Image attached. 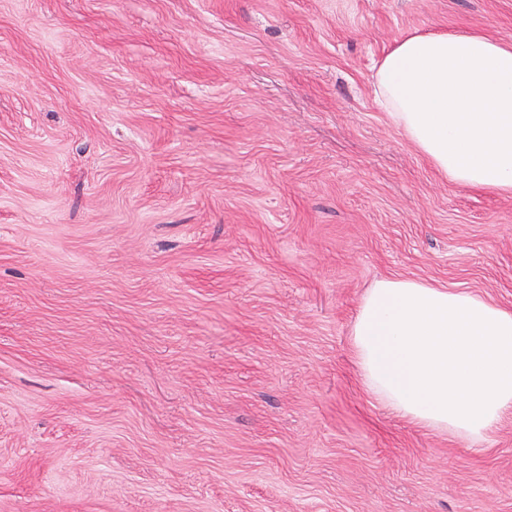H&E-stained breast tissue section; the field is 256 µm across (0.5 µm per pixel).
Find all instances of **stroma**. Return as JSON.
Wrapping results in <instances>:
<instances>
[{"label": "stroma", "mask_w": 512, "mask_h": 512, "mask_svg": "<svg viewBox=\"0 0 512 512\" xmlns=\"http://www.w3.org/2000/svg\"><path fill=\"white\" fill-rule=\"evenodd\" d=\"M512 0H0V512H512L481 444L360 387L381 278L512 308V197L376 103Z\"/></svg>", "instance_id": "1"}]
</instances>
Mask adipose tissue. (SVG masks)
Masks as SVG:
<instances>
[{
	"label": "adipose tissue",
	"mask_w": 512,
	"mask_h": 512,
	"mask_svg": "<svg viewBox=\"0 0 512 512\" xmlns=\"http://www.w3.org/2000/svg\"><path fill=\"white\" fill-rule=\"evenodd\" d=\"M373 95L450 184L512 195V42L433 31L397 40ZM351 349L362 388L441 433L488 438L512 414V310L421 281L384 278L364 293Z\"/></svg>",
	"instance_id": "obj_1"
}]
</instances>
